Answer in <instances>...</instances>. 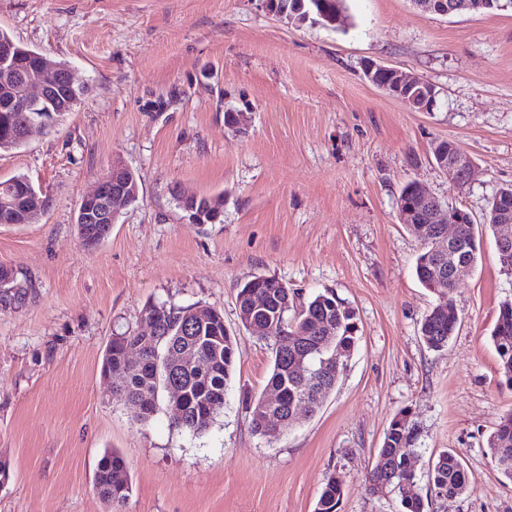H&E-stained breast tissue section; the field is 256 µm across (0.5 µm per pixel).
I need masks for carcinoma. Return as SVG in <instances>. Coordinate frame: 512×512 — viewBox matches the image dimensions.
I'll return each instance as SVG.
<instances>
[{"label": "carcinoma", "mask_w": 512, "mask_h": 512, "mask_svg": "<svg viewBox=\"0 0 512 512\" xmlns=\"http://www.w3.org/2000/svg\"><path fill=\"white\" fill-rule=\"evenodd\" d=\"M278 2L300 23L306 21L304 14L312 8L308 0L302 6L297 0ZM19 116L18 112L0 111V151L23 146L7 139V128ZM399 201L421 213L426 211L411 183L403 187ZM432 248L433 244H424L415 264V275L427 289L440 277L448 281V288H454V262L465 259L474 265L481 257V239L470 224L462 225L461 235L448 246L444 263L431 254ZM254 295L265 297L264 310H253ZM297 298V291L277 278L258 276L239 288L236 300L239 327L245 334L273 342V366L265 389L278 390L280 401L273 412L280 415L286 426L293 423L290 412L297 406L303 403L309 412H315L339 382L341 374L325 371L321 365V345L325 339H331L332 348L344 351L346 361L360 340L354 310L333 291H320L300 302ZM141 321L154 323L153 334L146 336L130 328L121 329L106 346L101 370L115 377L112 399L127 408L134 422L145 424L157 413L160 400L176 390L180 393L181 411L175 413L172 425L194 436L206 432L224 409L225 391L236 361V336L224 328V315L212 309L199 316L192 306L148 303L142 309ZM456 328V321L434 308L422 319L420 336L428 348L439 350L448 344ZM285 331L293 334V338L284 349L279 336ZM491 341L500 362V385L512 391L511 301L501 305ZM131 347L142 351L141 359H127L126 351ZM184 350L196 353L198 361L192 364L182 359ZM260 399L261 395L246 391L241 405L252 431L265 438L270 425L268 412L259 407ZM417 439L408 412L396 415L384 432L368 476L371 484L381 479L388 481V488L400 501L401 512H427L428 495L453 498L468 490L460 457L448 449L438 455L428 470L427 495H422L414 462L404 460L406 453H416ZM487 448L502 474L512 480V411L500 418L487 438ZM95 488L112 501L122 502L129 497L131 475L117 451L108 449L100 458ZM343 495V485L336 476L326 477L314 512H338Z\"/></svg>", "instance_id": "1"}]
</instances>
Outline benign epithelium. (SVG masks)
<instances>
[{
	"mask_svg": "<svg viewBox=\"0 0 512 512\" xmlns=\"http://www.w3.org/2000/svg\"><path fill=\"white\" fill-rule=\"evenodd\" d=\"M38 59V67L31 72L20 73L15 87L4 94L5 103L12 112H28L30 116L23 125L18 139L27 141L30 133L35 129H43L54 123L56 116L52 115V108L56 106V98L62 87L74 88V78L67 66L56 64L45 53H34ZM19 58L13 44L0 40V67L14 68ZM365 78L376 84V78L381 73H387L389 80L377 84L382 92L407 105L416 104L420 112H430L434 103L429 99L415 102L409 95L417 86L425 83L420 77H412L402 70L386 66L374 60L363 63ZM438 167L448 176L453 184H464L468 181L473 160L462 149L445 152L442 148H435ZM423 199L429 203L427 223L439 224L438 235L433 238L435 247L433 253L439 258L447 257L446 244L457 239L460 231V220L448 214V210L441 206L438 199L426 191L422 186L415 185ZM46 193L36 188L31 181L8 182L0 185V224H27L32 217L43 211ZM139 185L135 173L120 162H113L107 173L99 181L96 189L83 197L78 208L79 224H115L118 219V207L128 206L137 201ZM186 217L192 224H206L211 216L220 214V209L210 206L208 209L192 205L184 206ZM496 224L501 228L498 234L499 249L508 250L512 244V212L503 206L496 212Z\"/></svg>",
	"mask_w": 512,
	"mask_h": 512,
	"instance_id": "7a95c632",
	"label": "benign epithelium"
}]
</instances>
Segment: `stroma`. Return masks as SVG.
<instances>
[{"label":"stroma","instance_id":"1","mask_svg":"<svg viewBox=\"0 0 512 512\" xmlns=\"http://www.w3.org/2000/svg\"><path fill=\"white\" fill-rule=\"evenodd\" d=\"M345 5L332 29L262 0H0V30L66 62L84 88L53 129L0 152V179L27 177L52 199L32 223L0 224V267L28 286L0 307V512H314L330 474L346 491L339 512H401L368 474L403 411L418 474L452 448L468 475V491L433 499L432 512H512V481L486 445L512 410L490 342L512 273L487 231L451 293L430 292L413 272L422 243L397 208L413 181L479 225L512 184V11ZM368 59L434 85V110L370 84ZM442 140L474 162L463 187L433 158ZM115 160L138 176L139 200L89 250L77 209ZM185 191L223 195V223H189ZM260 275L305 296L333 290L361 329L335 391L273 440L238 402L272 368L270 345L238 330L237 290ZM149 302L216 308L236 334L224 410L203 434L174 428L165 405L134 423L110 397L106 345L114 328H139ZM443 303L458 329L437 351L419 328ZM108 449L129 466L122 503L95 489Z\"/></svg>","mask_w":512,"mask_h":512}]
</instances>
